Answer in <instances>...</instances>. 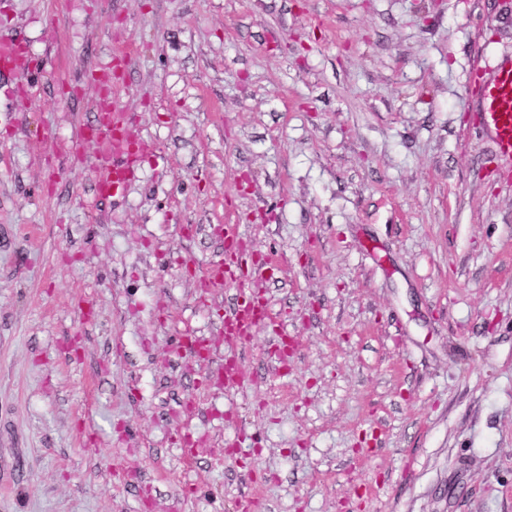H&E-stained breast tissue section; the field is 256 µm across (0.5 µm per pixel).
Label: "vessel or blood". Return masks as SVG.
<instances>
[{
	"label": "vessel or blood",
	"mask_w": 512,
	"mask_h": 512,
	"mask_svg": "<svg viewBox=\"0 0 512 512\" xmlns=\"http://www.w3.org/2000/svg\"><path fill=\"white\" fill-rule=\"evenodd\" d=\"M0 72L12 76L16 91L21 92L38 69L21 42L0 41ZM474 101L477 128L491 139L497 158L512 164V59L502 60L493 77L481 82ZM87 132L106 146L101 156L105 174L97 183L99 195L116 194L136 180L141 159L151 152V144L136 140L111 112L99 113ZM240 242L237 225H225V259L214 268L213 274L224 283L241 287L235 303L224 313V337L245 342L259 326L272 323L274 316L267 299L249 285L254 268Z\"/></svg>",
	"instance_id": "obj_1"
}]
</instances>
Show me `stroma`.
I'll return each instance as SVG.
<instances>
[{
    "mask_svg": "<svg viewBox=\"0 0 512 512\" xmlns=\"http://www.w3.org/2000/svg\"><path fill=\"white\" fill-rule=\"evenodd\" d=\"M0 512H512V0H0ZM153 140L94 192L87 71ZM295 342L222 339L218 227ZM235 360L241 384L216 382ZM9 74L16 81L13 94L23 93L30 85L38 68L32 65L24 45L18 41H0V72ZM473 98L476 127L491 139L497 158L512 165V59L502 60Z\"/></svg>",
    "mask_w": 512,
    "mask_h": 512,
    "instance_id": "1",
    "label": "stroma"
}]
</instances>
